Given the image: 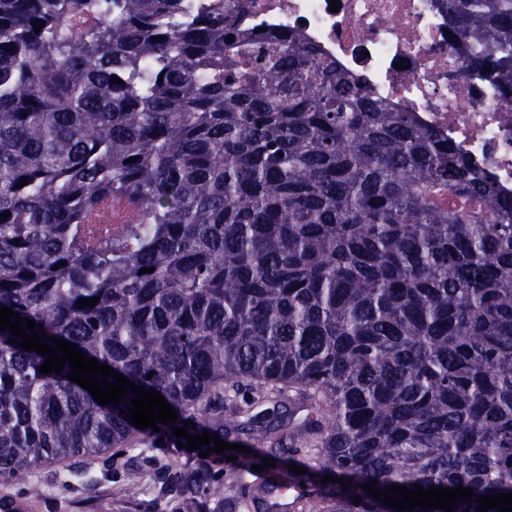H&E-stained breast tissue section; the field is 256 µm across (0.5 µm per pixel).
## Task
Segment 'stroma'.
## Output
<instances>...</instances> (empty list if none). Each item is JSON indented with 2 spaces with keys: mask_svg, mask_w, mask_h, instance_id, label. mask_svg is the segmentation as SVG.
I'll return each instance as SVG.
<instances>
[{
  "mask_svg": "<svg viewBox=\"0 0 512 512\" xmlns=\"http://www.w3.org/2000/svg\"><path fill=\"white\" fill-rule=\"evenodd\" d=\"M154 448L146 457L108 452L79 457L69 463L70 476L59 479L50 464L37 465L11 483H0V501L27 498L29 512H188L182 497L154 474L155 466L178 467L200 463L199 451L177 449L171 426L150 432ZM40 492L27 497L31 485Z\"/></svg>",
  "mask_w": 512,
  "mask_h": 512,
  "instance_id": "35a3bbf8",
  "label": "stroma"
}]
</instances>
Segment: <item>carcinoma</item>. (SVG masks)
<instances>
[{
  "mask_svg": "<svg viewBox=\"0 0 512 512\" xmlns=\"http://www.w3.org/2000/svg\"><path fill=\"white\" fill-rule=\"evenodd\" d=\"M445 2L467 69L512 96V0ZM246 9L0 0V305L260 449L164 472L191 506L274 512L247 476L287 450L289 512H394L374 480L477 512L512 493V194L298 32L245 36ZM12 337L0 479L146 446Z\"/></svg>",
  "mask_w": 512,
  "mask_h": 512,
  "instance_id": "obj_1",
  "label": "carcinoma"
}]
</instances>
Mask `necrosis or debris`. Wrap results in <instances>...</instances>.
Returning a JSON list of instances; mask_svg holds the SVG:
<instances>
[{"label":"necrosis or debris","instance_id":"1","mask_svg":"<svg viewBox=\"0 0 512 512\" xmlns=\"http://www.w3.org/2000/svg\"><path fill=\"white\" fill-rule=\"evenodd\" d=\"M248 31L300 32L376 95L448 139L512 191V105L495 79L466 71L443 0H247Z\"/></svg>","mask_w":512,"mask_h":512}]
</instances>
